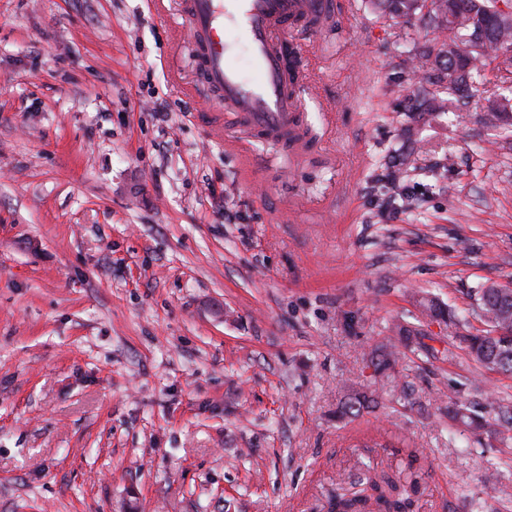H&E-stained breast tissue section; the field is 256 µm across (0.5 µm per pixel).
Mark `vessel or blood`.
<instances>
[{"instance_id": "1", "label": "vessel or blood", "mask_w": 512, "mask_h": 512, "mask_svg": "<svg viewBox=\"0 0 512 512\" xmlns=\"http://www.w3.org/2000/svg\"><path fill=\"white\" fill-rule=\"evenodd\" d=\"M183 5L203 88L219 110L211 136L223 137L224 115L230 112L249 133L286 140L298 123L299 89L308 69H289L283 35L290 22L332 16L334 0H183ZM228 27L245 43L256 80L244 79L235 67V47L224 37Z\"/></svg>"}]
</instances>
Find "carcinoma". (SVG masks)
Masks as SVG:
<instances>
[{"instance_id":"obj_1","label":"carcinoma","mask_w":512,"mask_h":512,"mask_svg":"<svg viewBox=\"0 0 512 512\" xmlns=\"http://www.w3.org/2000/svg\"><path fill=\"white\" fill-rule=\"evenodd\" d=\"M373 5L385 16L427 15L433 22L434 39L419 49L431 73L410 90L426 112L442 109L443 99L431 87L458 92L480 77L487 62L512 51V0H373ZM485 123L512 136V113L504 103L488 102ZM476 304L488 331L462 337L468 355L489 371L512 374V295L499 296L490 288H481ZM367 401L365 395H350L341 415H357ZM357 483L363 486V495L347 498L341 492L332 493L329 512H409L418 493V481L404 485L385 472L365 474Z\"/></svg>"}]
</instances>
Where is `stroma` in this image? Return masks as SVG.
<instances>
[{"label": "stroma", "mask_w": 512, "mask_h": 512, "mask_svg": "<svg viewBox=\"0 0 512 512\" xmlns=\"http://www.w3.org/2000/svg\"><path fill=\"white\" fill-rule=\"evenodd\" d=\"M336 11L287 33L298 150L229 113L209 137L180 0H0V512H327L409 448L415 512H512L484 490L512 487V375L461 342L475 289L512 287V137L479 121L503 74L468 121L421 116L426 20ZM399 325L421 351L374 372ZM352 388L374 401L337 418Z\"/></svg>", "instance_id": "obj_1"}]
</instances>
